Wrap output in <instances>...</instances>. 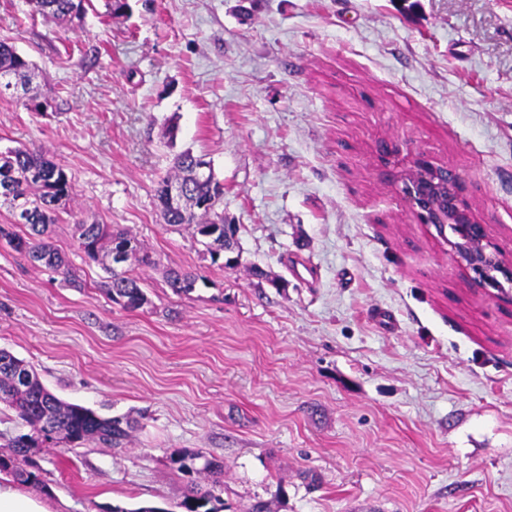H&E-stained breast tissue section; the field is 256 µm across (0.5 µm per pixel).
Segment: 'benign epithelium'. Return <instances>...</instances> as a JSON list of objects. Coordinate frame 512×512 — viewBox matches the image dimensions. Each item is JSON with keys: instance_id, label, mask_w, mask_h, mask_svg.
Returning a JSON list of instances; mask_svg holds the SVG:
<instances>
[{"instance_id": "1", "label": "benign epithelium", "mask_w": 512, "mask_h": 512, "mask_svg": "<svg viewBox=\"0 0 512 512\" xmlns=\"http://www.w3.org/2000/svg\"><path fill=\"white\" fill-rule=\"evenodd\" d=\"M393 177L409 210L448 245L473 286L499 292L512 286V259L492 242L464 195L459 173L416 158Z\"/></svg>"}]
</instances>
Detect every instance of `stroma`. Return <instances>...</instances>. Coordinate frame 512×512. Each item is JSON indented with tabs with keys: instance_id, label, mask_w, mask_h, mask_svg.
Returning a JSON list of instances; mask_svg holds the SVG:
<instances>
[{
	"instance_id": "obj_1",
	"label": "stroma",
	"mask_w": 512,
	"mask_h": 512,
	"mask_svg": "<svg viewBox=\"0 0 512 512\" xmlns=\"http://www.w3.org/2000/svg\"><path fill=\"white\" fill-rule=\"evenodd\" d=\"M126 3L58 19L0 0V41L37 72L0 99V151L67 171L50 242L85 283L0 239V349L135 424L123 448L43 449L28 492L183 512L190 449L223 464V512H512V297L470 287L377 162L460 173L512 254V0ZM185 150L237 228L216 260L160 216ZM78 221L152 256L133 267L148 304L112 300Z\"/></svg>"
}]
</instances>
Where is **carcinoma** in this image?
<instances>
[{"label":"carcinoma","instance_id":"cac0c4a2","mask_svg":"<svg viewBox=\"0 0 512 512\" xmlns=\"http://www.w3.org/2000/svg\"><path fill=\"white\" fill-rule=\"evenodd\" d=\"M36 11L53 17L79 16L85 12L88 0H32ZM32 64L16 48L0 41V98L28 91L32 80ZM196 156L190 152L180 155L177 174L163 181L156 189L165 223L191 230L194 238L206 240L207 250L216 255L224 250V233L235 234L231 225L224 223L219 212L223 203L224 184L209 175L200 181L188 180ZM186 184L189 194L206 204L202 213H188L173 206L168 190L171 184ZM72 193L71 179L65 169L44 155L27 149H8L0 152V199L12 208L14 218L22 219L28 228L25 235L0 227V237L15 251L63 275L74 288L83 283L72 273L69 261L46 241L50 227L57 221L58 209ZM76 239L84 255L104 265L107 280L104 286L112 299L121 298L125 308L138 309L148 302L139 278L125 265L109 263L112 250L129 242L132 237L112 230L108 224H75ZM199 276L192 272L173 271L169 286L177 293L192 291ZM0 402L15 414L23 431L9 440L12 453L0 455V472L9 473L20 483L38 480L31 470L33 456L43 448L60 445L76 448L88 442H97L107 448H123L133 426L125 417H103L76 403L60 400L48 390L32 366L12 353L0 349ZM202 453L195 450L180 452L173 463L186 479L189 493L180 503L185 512H219L224 468L213 460L198 465ZM209 476L207 486L200 485L195 476Z\"/></svg>","mask_w":512,"mask_h":512}]
</instances>
